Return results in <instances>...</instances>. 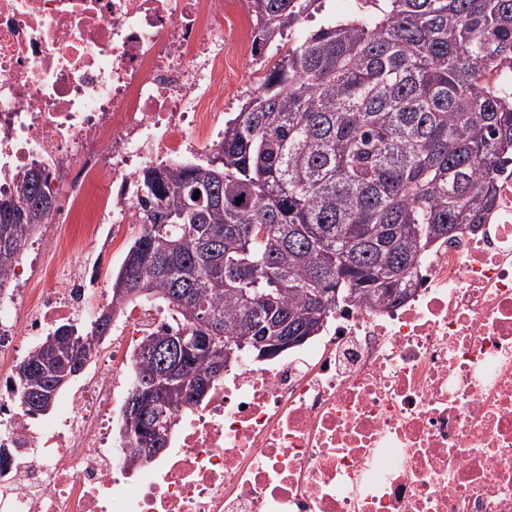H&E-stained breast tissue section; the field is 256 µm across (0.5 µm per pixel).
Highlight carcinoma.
Masks as SVG:
<instances>
[{"label": "carcinoma", "mask_w": 512, "mask_h": 512, "mask_svg": "<svg viewBox=\"0 0 512 512\" xmlns=\"http://www.w3.org/2000/svg\"><path fill=\"white\" fill-rule=\"evenodd\" d=\"M323 2L250 0L255 51L291 45L224 119L212 157L139 177L141 232L106 311L147 300L173 312L142 340L134 376L159 369L173 330L206 350L182 349L146 419L122 417L135 440L172 431L193 393L224 380L226 352L249 351L243 337L313 336L341 307L405 300L436 242L483 223L512 165V92L487 80L512 65V0H347L300 29ZM52 206L36 166L0 197V291ZM41 343L12 381L21 404L76 359L59 328Z\"/></svg>", "instance_id": "carcinoma-1"}]
</instances>
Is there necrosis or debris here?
I'll list each match as a JSON object with an SVG mask.
<instances>
[{"mask_svg":"<svg viewBox=\"0 0 512 512\" xmlns=\"http://www.w3.org/2000/svg\"><path fill=\"white\" fill-rule=\"evenodd\" d=\"M249 0H0V196L34 165L64 196L47 259L0 297V512H512V176L392 307L337 310L302 347L246 363L182 408L167 448L122 464L112 433L143 336L137 302L35 422L26 350L110 303L101 269L138 222V180L213 152L224 77L254 53Z\"/></svg>","mask_w":512,"mask_h":512,"instance_id":"1","label":"necrosis or debris"}]
</instances>
